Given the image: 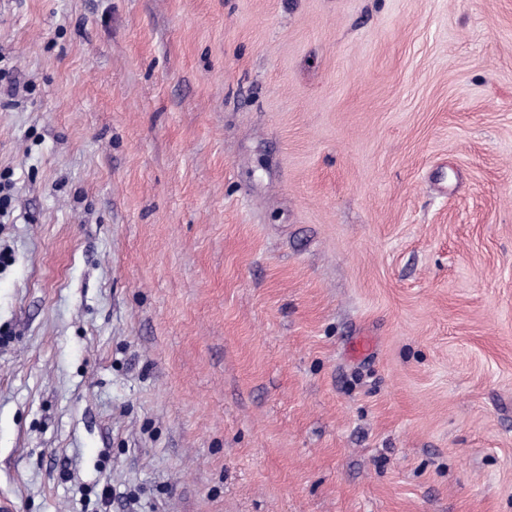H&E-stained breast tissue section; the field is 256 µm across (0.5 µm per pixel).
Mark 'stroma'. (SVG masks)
Instances as JSON below:
<instances>
[{
  "label": "stroma",
  "instance_id": "1",
  "mask_svg": "<svg viewBox=\"0 0 512 512\" xmlns=\"http://www.w3.org/2000/svg\"><path fill=\"white\" fill-rule=\"evenodd\" d=\"M0 68L16 512H512V0H0Z\"/></svg>",
  "mask_w": 512,
  "mask_h": 512
}]
</instances>
